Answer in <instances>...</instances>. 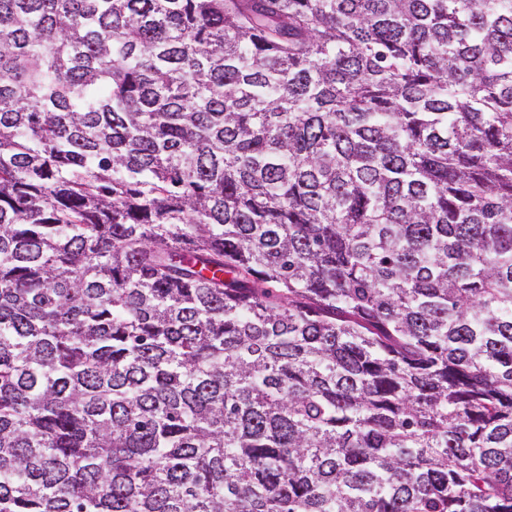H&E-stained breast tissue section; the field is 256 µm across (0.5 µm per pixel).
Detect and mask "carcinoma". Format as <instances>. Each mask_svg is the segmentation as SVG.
<instances>
[{
    "instance_id": "carcinoma-1",
    "label": "carcinoma",
    "mask_w": 512,
    "mask_h": 512,
    "mask_svg": "<svg viewBox=\"0 0 512 512\" xmlns=\"http://www.w3.org/2000/svg\"><path fill=\"white\" fill-rule=\"evenodd\" d=\"M0 512H512V0H0Z\"/></svg>"
}]
</instances>
